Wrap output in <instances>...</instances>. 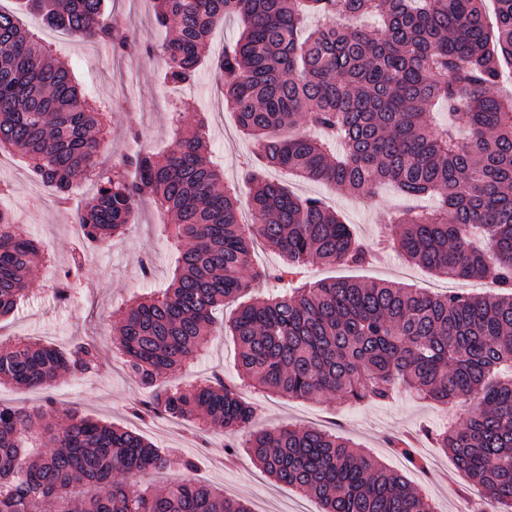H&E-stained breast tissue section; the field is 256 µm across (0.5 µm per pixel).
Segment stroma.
Returning a JSON list of instances; mask_svg holds the SVG:
<instances>
[{
  "mask_svg": "<svg viewBox=\"0 0 512 512\" xmlns=\"http://www.w3.org/2000/svg\"><path fill=\"white\" fill-rule=\"evenodd\" d=\"M106 11L120 17L130 35L122 50L113 51L99 42L60 29L55 30L50 42L54 55L73 69L86 99L112 108V150L103 157L105 167H112L123 156L139 149H166L174 129L191 127L196 113L203 112L209 117L210 151L224 171L225 182L238 184L240 198L248 199L249 189L241 181L253 147L239 132L223 97L216 93L213 73L201 71L196 83L186 88L163 84L162 59L146 52L147 47L162 44L167 38L166 31L154 21L152 0H106ZM184 98L191 107L181 112L176 105ZM135 130L140 133L136 139L131 136ZM1 183L8 187L1 201L18 214L29 234L42 242L53 266H66L74 243V219L91 202L93 187L77 182L72 186L68 204L49 209L30 208V200L48 194L49 189L34 180L14 156L0 164ZM290 187L297 194L319 197L341 211L356 233L372 243L378 240L380 225L401 204L389 188L366 199L297 180L291 181ZM165 222V217L153 205L141 208L125 235L114 239L108 247L89 252L80 275L81 287L67 302L56 300L49 272L35 271L29 290L14 314L0 320V342L29 338L66 349L74 342L93 339L110 350L111 329L127 305L163 290L169 283L173 254L163 230ZM146 257L152 261L147 275L141 271V261ZM334 276L393 281L433 291L475 294L491 291L484 280L450 281L432 275L409 263L391 247L382 251L375 262L361 268L323 264L309 268V278L313 281ZM214 375L228 382L237 375L233 341L221 333L182 372L181 381L188 386ZM48 395L53 397L57 408L77 407L85 416L139 432L157 447L197 460V470L171 469L152 477L144 476V483L160 487L188 479L204 482L245 499L253 512H270V503L301 498L299 492L275 483L245 451L228 455L229 437L223 429L198 432L164 417L146 421L132 417L129 406L143 398L145 391L129 378L120 356L111 354L97 373L79 379L58 376L46 391L0 385L1 402L29 409L42 404ZM241 395L260 407L257 428L272 430L284 425L337 428L387 468L402 473L426 495L434 512H457L462 497L476 492L473 481L457 468L452 455L435 448L423 433L424 428L461 420L470 407L469 402L446 407L420 399L407 390L397 393L388 404L365 402L351 407L333 397L296 400L250 389L242 390ZM398 436L415 438L419 452L432 459V469L413 470L405 459L395 454L390 440ZM304 501L310 512H321L316 499L309 497Z\"/></svg>",
  "mask_w": 512,
  "mask_h": 512,
  "instance_id": "1",
  "label": "stroma"
}]
</instances>
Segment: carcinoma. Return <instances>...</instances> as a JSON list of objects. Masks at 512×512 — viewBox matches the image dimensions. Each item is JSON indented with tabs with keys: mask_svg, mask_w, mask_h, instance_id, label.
Here are the masks:
<instances>
[{
	"mask_svg": "<svg viewBox=\"0 0 512 512\" xmlns=\"http://www.w3.org/2000/svg\"><path fill=\"white\" fill-rule=\"evenodd\" d=\"M488 30L483 0H153L156 23L174 34L159 49L163 80L215 72L217 90L254 142L244 173L254 223L243 224L236 189L208 149L209 119L176 128L165 153L141 150L109 172L105 105L89 103L69 65L52 57L12 12L0 10V151L23 159L34 179L65 202L73 183L96 177L80 215L83 241L125 234L139 207L166 212L175 249L171 282L127 307L113 344L129 375L163 390L131 407L222 428L276 482L316 498L322 512H433L406 478L332 431L255 429L256 406L240 386L294 399L334 394L343 403H388L404 386L425 399L475 408L461 423L426 432L449 450L497 512H512V97L495 87L512 65V0H495ZM51 27L83 39L126 44L105 19V0H20ZM309 14L323 23L300 37ZM229 16L240 37L215 60L211 31ZM372 197L392 186L408 203L383 242L432 274L489 279L493 296L434 295L383 281L299 282L275 297L252 296L268 279H295L315 263L363 266L376 251L341 215L288 183ZM262 240L281 265H253ZM85 256L73 251L54 275L70 299ZM40 243L0 210V318L25 297L28 276L50 265ZM227 329L239 349L240 385L219 376L191 388L177 374L213 335L215 313L242 296ZM90 342L61 350L36 341L0 343V383L43 389L61 373L99 370ZM409 465L425 469L412 444L396 440ZM195 461L143 436L59 410L0 403V512H252L243 499L192 480L163 491L133 488L117 474L145 475Z\"/></svg>",
	"mask_w": 512,
	"mask_h": 512,
	"instance_id": "obj_1",
	"label": "carcinoma"
}]
</instances>
